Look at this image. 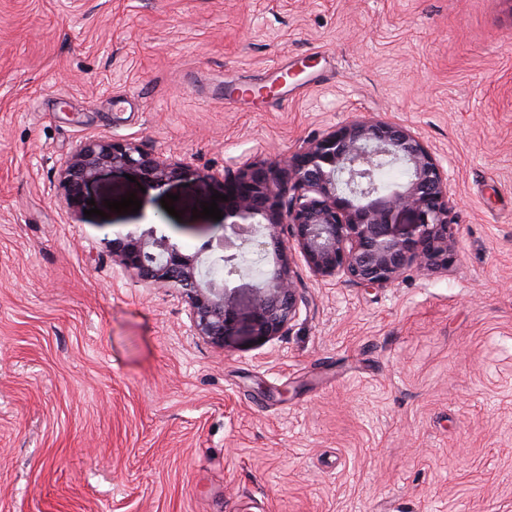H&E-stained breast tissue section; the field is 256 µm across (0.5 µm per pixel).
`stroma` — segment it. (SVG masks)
<instances>
[{
    "instance_id": "obj_1",
    "label": "stroma",
    "mask_w": 512,
    "mask_h": 512,
    "mask_svg": "<svg viewBox=\"0 0 512 512\" xmlns=\"http://www.w3.org/2000/svg\"><path fill=\"white\" fill-rule=\"evenodd\" d=\"M355 117L446 164L448 270L297 263L292 327L218 348L113 265L218 239L226 169ZM99 137L190 172L103 171L85 216L60 166ZM0 512H512V0H0Z\"/></svg>"
}]
</instances>
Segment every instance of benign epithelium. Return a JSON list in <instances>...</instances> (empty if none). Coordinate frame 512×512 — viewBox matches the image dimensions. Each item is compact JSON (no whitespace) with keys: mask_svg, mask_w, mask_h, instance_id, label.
I'll return each instance as SVG.
<instances>
[{"mask_svg":"<svg viewBox=\"0 0 512 512\" xmlns=\"http://www.w3.org/2000/svg\"><path fill=\"white\" fill-rule=\"evenodd\" d=\"M379 162L403 169L406 180L379 189ZM107 169L158 186L183 174L163 155L100 137L84 142L63 166L70 200H85L84 189ZM224 194V235L216 244L185 250L154 225L112 243L113 264L175 290L189 306L194 335L217 347L234 336H280L307 307L285 235L313 276L363 289L386 288L411 267L426 275L446 270L456 257L448 170L400 123L351 119L282 163L225 173ZM253 229L247 242L271 267L253 278L242 313L231 284L246 274L243 252L224 249Z\"/></svg>","mask_w":512,"mask_h":512,"instance_id":"obj_1","label":"benign epithelium"}]
</instances>
